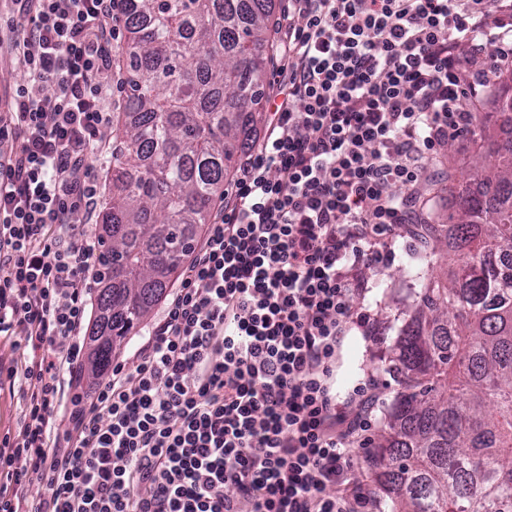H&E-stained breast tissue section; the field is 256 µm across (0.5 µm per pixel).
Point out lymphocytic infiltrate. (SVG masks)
I'll return each instance as SVG.
<instances>
[{
  "label": "lymphocytic infiltrate",
  "mask_w": 512,
  "mask_h": 512,
  "mask_svg": "<svg viewBox=\"0 0 512 512\" xmlns=\"http://www.w3.org/2000/svg\"><path fill=\"white\" fill-rule=\"evenodd\" d=\"M15 2L0 56L31 83L0 106V335L31 353L7 370L23 409L0 512H351L377 397L337 400L334 371L369 325L360 269L420 241L431 149L512 67V0H285L271 118L138 364L70 395L101 284L75 217L100 203L127 0Z\"/></svg>",
  "instance_id": "1"
}]
</instances>
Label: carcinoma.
<instances>
[{
  "label": "carcinoma",
  "instance_id": "cac0c4a2",
  "mask_svg": "<svg viewBox=\"0 0 512 512\" xmlns=\"http://www.w3.org/2000/svg\"><path fill=\"white\" fill-rule=\"evenodd\" d=\"M130 40L112 55L127 86L112 109V196L103 211L108 285L98 367L142 322L194 245L261 123L275 0H130ZM454 190L456 249L438 225L405 270L417 288L384 361L396 384L368 471L388 512H512V150Z\"/></svg>",
  "mask_w": 512,
  "mask_h": 512
}]
</instances>
